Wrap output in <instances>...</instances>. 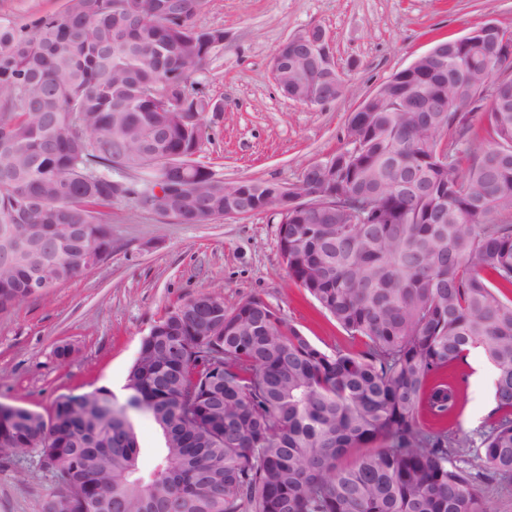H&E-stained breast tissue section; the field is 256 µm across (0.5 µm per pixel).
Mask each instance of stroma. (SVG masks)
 <instances>
[{
	"mask_svg": "<svg viewBox=\"0 0 512 512\" xmlns=\"http://www.w3.org/2000/svg\"><path fill=\"white\" fill-rule=\"evenodd\" d=\"M489 20L512 29V0H207L198 24L223 29L224 44L201 81L222 109L206 113L196 159L228 183L295 182L346 148L366 96L436 43ZM310 26L327 32L346 80L340 98L319 106L285 98L271 67L279 44ZM110 219L103 263L0 310V404L45 415L60 394L125 384L155 321L202 293L221 294L228 310L262 297L324 350L360 349L289 276L277 216L182 224L125 200ZM63 345L69 357L58 355ZM494 373L481 355L449 367L461 394L450 432L471 438L495 419ZM54 488L37 455L21 451L0 466V512H40Z\"/></svg>",
	"mask_w": 512,
	"mask_h": 512,
	"instance_id": "1",
	"label": "stroma"
}]
</instances>
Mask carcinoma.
Returning <instances> with one entry per match:
<instances>
[{
  "mask_svg": "<svg viewBox=\"0 0 512 512\" xmlns=\"http://www.w3.org/2000/svg\"><path fill=\"white\" fill-rule=\"evenodd\" d=\"M199 10L65 0L0 17V232L58 244L49 288L82 274V250L112 253L119 201L183 224L224 213V180L195 159L220 107L193 80L224 29L199 27ZM505 39L512 29L489 34L486 53ZM458 55L450 103L483 82ZM472 115L417 122L391 95L353 126L350 160L315 179L377 210L285 222L289 276L363 349L326 352L249 300L174 307L126 380L161 431L150 471L127 404L104 387L0 419V461L28 448L52 474L41 512H491L476 480L512 479V100L478 128ZM237 186L265 207L263 183ZM28 276L0 266L1 309L27 297ZM474 348L495 368L499 416L469 455L448 435L460 391L447 370Z\"/></svg>",
  "mask_w": 512,
  "mask_h": 512,
  "instance_id": "obj_1",
  "label": "carcinoma"
}]
</instances>
